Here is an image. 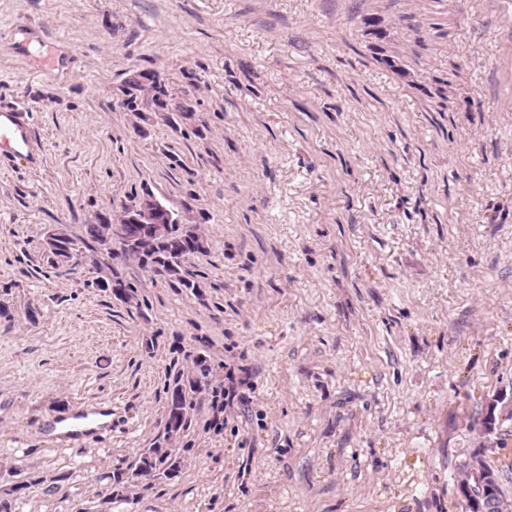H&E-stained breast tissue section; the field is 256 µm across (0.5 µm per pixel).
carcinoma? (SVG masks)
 Returning a JSON list of instances; mask_svg holds the SVG:
<instances>
[{
	"instance_id": "1",
	"label": "carcinoma",
	"mask_w": 512,
	"mask_h": 512,
	"mask_svg": "<svg viewBox=\"0 0 512 512\" xmlns=\"http://www.w3.org/2000/svg\"><path fill=\"white\" fill-rule=\"evenodd\" d=\"M115 211L99 219L97 224L85 225L87 238L95 245L107 241H118L122 245L121 257L148 269L163 279L172 288L187 290L200 287L195 274L185 267L186 260L207 252L209 243L198 224H129L125 235L114 236ZM100 288L118 287L122 294L116 299L127 303L134 298V286L123 280L118 273H112L107 280L97 281ZM209 384V368L205 358L199 357L187 370L178 373L167 403L166 440L176 439L188 428L193 395L200 393ZM181 458L176 449L156 446L145 450L136 470L123 481L122 491L128 493L137 486V479L143 472L160 469L159 479L176 476L181 468Z\"/></svg>"
}]
</instances>
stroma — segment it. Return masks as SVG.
I'll return each mask as SVG.
<instances>
[{
	"label": "stroma",
	"instance_id": "35a3bbf8",
	"mask_svg": "<svg viewBox=\"0 0 512 512\" xmlns=\"http://www.w3.org/2000/svg\"><path fill=\"white\" fill-rule=\"evenodd\" d=\"M143 70L191 121L133 128ZM12 104L36 145L0 163L10 512H465L463 463L512 458V0H0ZM146 188L208 238L197 291L50 267L49 227ZM115 272L132 303L97 288ZM199 356L180 472L120 496ZM75 402L111 428L46 442Z\"/></svg>",
	"mask_w": 512,
	"mask_h": 512
}]
</instances>
